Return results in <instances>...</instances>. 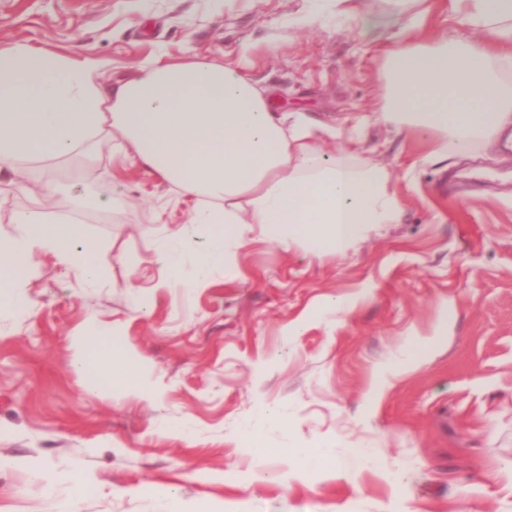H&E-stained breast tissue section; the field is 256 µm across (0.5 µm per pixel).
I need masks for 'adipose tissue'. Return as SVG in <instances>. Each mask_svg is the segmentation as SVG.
Returning a JSON list of instances; mask_svg holds the SVG:
<instances>
[{
	"mask_svg": "<svg viewBox=\"0 0 512 512\" xmlns=\"http://www.w3.org/2000/svg\"><path fill=\"white\" fill-rule=\"evenodd\" d=\"M464 30L432 41L405 24L389 50L385 120L434 135L444 151L468 153L512 125V0H450ZM98 61L76 60L28 45L0 51V166L23 161L94 159L111 132L123 161L154 172L193 198L187 221L160 244L154 288L201 287L212 269L228 267L227 239L259 225L263 236L342 254L367 225L393 224L400 201L391 173L345 146L322 152L300 115L276 116L244 74L214 60L145 62L140 75L105 89ZM31 208L0 238V318H23L29 304L21 273L50 256L91 285L106 269L99 246L72 217L108 200L84 192L54 199L32 179ZM128 339L93 328L75 362L95 389L131 388L145 396L137 363L112 356Z\"/></svg>",
	"mask_w": 512,
	"mask_h": 512,
	"instance_id": "ef3b65f1",
	"label": "adipose tissue"
}]
</instances>
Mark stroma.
Wrapping results in <instances>:
<instances>
[{"instance_id":"stroma-1","label":"stroma","mask_w":512,"mask_h":512,"mask_svg":"<svg viewBox=\"0 0 512 512\" xmlns=\"http://www.w3.org/2000/svg\"><path fill=\"white\" fill-rule=\"evenodd\" d=\"M358 7L388 26L339 23L336 0H0V51L91 58L107 86L156 57H210L274 111L357 126L402 205L343 255L245 231L229 268L141 308L135 289L190 198L114 166L108 145L51 167L56 198H112L75 216L107 278L89 288L40 258L30 315L0 319V512H53L49 481L67 473L93 483L76 512H161L157 486L176 490L173 512H278L285 497L296 512H512V149L447 155L380 118L399 7ZM32 203L23 172L0 168V234ZM98 322L128 336L120 355L158 398L96 392L76 371ZM298 446L326 455L289 464ZM358 448L370 462L339 478L333 458Z\"/></svg>"}]
</instances>
